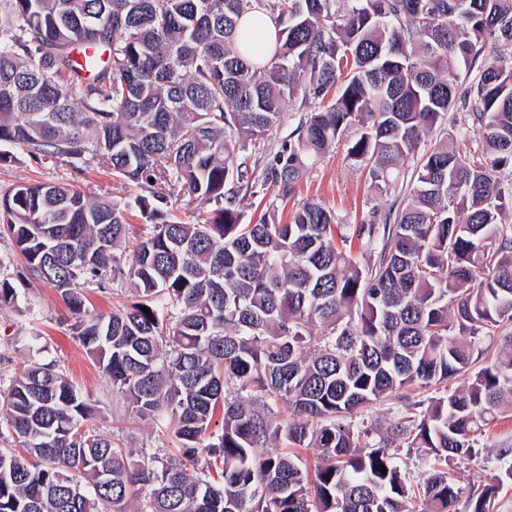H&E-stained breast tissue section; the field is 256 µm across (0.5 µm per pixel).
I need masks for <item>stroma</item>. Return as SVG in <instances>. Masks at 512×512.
<instances>
[{
    "label": "stroma",
    "instance_id": "stroma-1",
    "mask_svg": "<svg viewBox=\"0 0 512 512\" xmlns=\"http://www.w3.org/2000/svg\"><path fill=\"white\" fill-rule=\"evenodd\" d=\"M442 140L464 159L476 145L460 112L449 113L445 124L426 134L423 145L430 148ZM7 152L8 161L0 163V195L20 183L69 185L94 198L130 205L131 224L136 230H145L147 221L134 206L136 197L143 193L139 185L91 162L76 170L62 161H34L18 146L8 147ZM297 191L300 198L316 199L331 207L340 223L346 225L366 222L374 203L365 173L347 157L341 143L309 166ZM0 276L9 279L18 296L16 303L0 306V389L7 388L11 379L28 364L56 361L90 394L94 405L92 426L128 448L148 453L172 448L169 436L150 420L139 418L128 400L113 391L111 382L76 340L75 316L53 288L28 281L24 261L7 237L0 238ZM31 304L39 311L40 321L35 325L27 313ZM35 326L42 331L43 339L40 348L32 349L28 346V336ZM505 442L512 444V415L507 414L495 423L490 437L477 445L473 459L457 470L461 489L458 512H469L471 497L481 491L485 481L500 472L502 464L496 448Z\"/></svg>",
    "mask_w": 512,
    "mask_h": 512
}]
</instances>
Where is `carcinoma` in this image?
I'll use <instances>...</instances> for the list:
<instances>
[{
  "mask_svg": "<svg viewBox=\"0 0 512 512\" xmlns=\"http://www.w3.org/2000/svg\"><path fill=\"white\" fill-rule=\"evenodd\" d=\"M253 12L275 25L264 60L237 41ZM297 97L323 107L261 162ZM450 112L481 142L467 162L446 144L419 153ZM346 134L380 194L415 161L395 210L351 226L314 199L285 223L238 209L270 187L293 199ZM2 145L145 189L158 223L128 265L126 208L66 186L1 195L0 236L77 316L112 388L180 448L124 447L86 424L94 407L56 362L35 363L0 391L18 442L0 448V512H458L448 465L512 411V354L475 357L512 324V0H0ZM179 188L209 206L194 224L172 214ZM105 278L134 300L90 315L83 288ZM393 392L406 412L385 431L345 424ZM404 446L431 457L415 483ZM506 480L511 464L471 512H491Z\"/></svg>",
  "mask_w": 512,
  "mask_h": 512,
  "instance_id": "1",
  "label": "carcinoma"
}]
</instances>
